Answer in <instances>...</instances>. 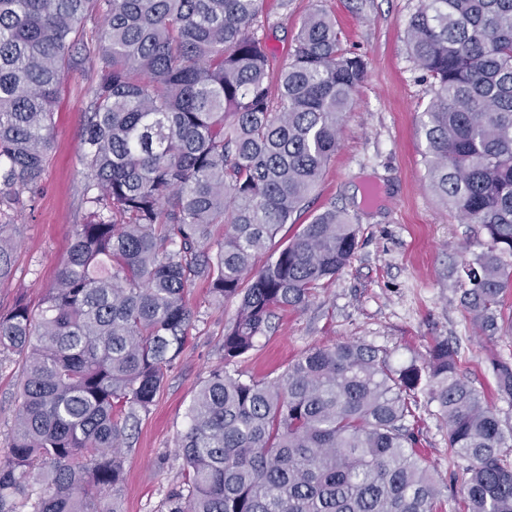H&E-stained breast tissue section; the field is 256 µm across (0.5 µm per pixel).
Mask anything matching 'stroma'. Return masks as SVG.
<instances>
[{
	"label": "stroma",
	"mask_w": 512,
	"mask_h": 512,
	"mask_svg": "<svg viewBox=\"0 0 512 512\" xmlns=\"http://www.w3.org/2000/svg\"><path fill=\"white\" fill-rule=\"evenodd\" d=\"M419 0H267L268 47L285 63L292 40L315 6L333 14L345 52L361 56L368 76L353 94L342 121L340 146L310 196L300 218L331 207L357 216L359 247L349 265L300 310L276 312L268 332L241 358L245 377L269 381L308 349L344 341L371 344L396 369L423 362L429 347L449 340L457 347L461 370L485 394L495 379L490 359L512 357V332L478 337L460 306L455 273L481 250L479 225L463 224L427 189L420 131L422 112L433 90L430 77L410 58L406 27ZM92 72L68 75L53 118L52 150L33 209L17 219L13 276L0 284V314L17 298L40 309L67 254L74 224L82 218L81 142ZM380 198L358 204L366 180ZM195 319L176 367L169 372L149 412L140 414L124 450L126 478L122 512H162L178 487L183 460L178 437L187 413L210 370L223 356L224 326L236 302L214 304L206 288L188 292ZM23 368L21 355L0 358V446H6L15 419ZM421 452L445 487L444 512H454L462 474L448 455V430L434 405L420 402Z\"/></svg>",
	"instance_id": "stroma-1"
}]
</instances>
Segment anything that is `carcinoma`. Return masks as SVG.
I'll use <instances>...</instances> for the list:
<instances>
[{
    "label": "carcinoma",
    "instance_id": "1",
    "mask_svg": "<svg viewBox=\"0 0 512 512\" xmlns=\"http://www.w3.org/2000/svg\"><path fill=\"white\" fill-rule=\"evenodd\" d=\"M264 9L0 0V282L15 247L6 227L44 177L59 87L94 73L83 222L39 313L19 299L0 315V355H26L0 512H118L130 422L183 350L198 283L237 308L223 365L189 408L167 512H442L417 450L422 384L464 475L463 512H512V430L450 343L398 371L362 342L308 350L270 382L231 369L276 311L305 307L359 245L348 211L329 208L256 267L321 180L367 77L320 8L276 64ZM406 41L434 80L421 121L429 189L486 235L462 266L460 302L491 340L512 292V0H421ZM491 369L512 401V362Z\"/></svg>",
    "mask_w": 512,
    "mask_h": 512
}]
</instances>
